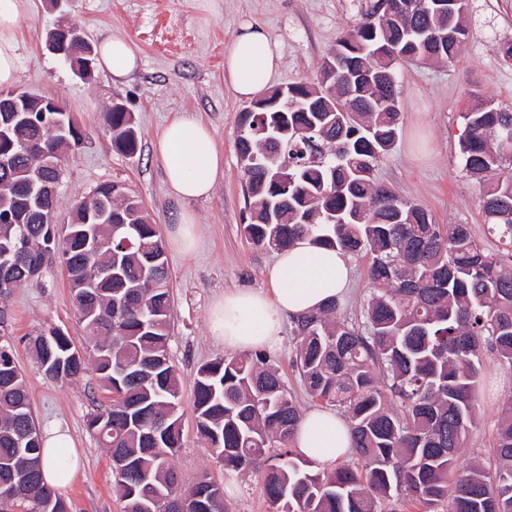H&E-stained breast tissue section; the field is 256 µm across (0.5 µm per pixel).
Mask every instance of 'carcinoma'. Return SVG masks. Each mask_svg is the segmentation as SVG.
<instances>
[{"instance_id":"1","label":"carcinoma","mask_w":512,"mask_h":512,"mask_svg":"<svg viewBox=\"0 0 512 512\" xmlns=\"http://www.w3.org/2000/svg\"><path fill=\"white\" fill-rule=\"evenodd\" d=\"M412 14L375 0L323 58L316 76L267 90L238 129L249 222L259 247L281 249L304 237L368 261L372 292L363 321L335 319L338 302L295 319V366L311 398L345 418L357 465L331 472L300 461L291 448L301 415L267 354L224 357L200 366L193 408L197 431L227 471H255L275 512H383L399 497L425 512H512V401L500 411L496 465L480 463L448 480L476 415L482 354L512 368V260L487 253L467 224H437L423 206L376 182L373 172L399 136L397 66L453 59L468 39L469 0H418ZM348 67L329 70L331 56ZM53 112H29L0 139L1 277L16 284L34 261L59 256L112 404L89 428L131 468L114 475L123 512H144L148 477L158 512L206 483L218 495L207 512H226L224 489L202 475L179 489L173 459L182 447L180 378L168 352L173 306L159 230L142 202L118 182H103L73 208L64 243L53 224L64 139ZM462 170L480 184L491 232L512 248V106L491 101L463 113ZM112 148L133 156L139 135L131 113L109 112ZM52 160L49 168L45 162ZM95 225L96 244L83 231ZM117 266L115 274L103 270ZM44 375L72 380L86 370L70 337L50 329L30 339ZM43 441L14 356L0 349V486L25 476L0 504L23 512H69L41 473Z\"/></svg>"}]
</instances>
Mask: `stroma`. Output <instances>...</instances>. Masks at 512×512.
Listing matches in <instances>:
<instances>
[{
  "label": "stroma",
  "mask_w": 512,
  "mask_h": 512,
  "mask_svg": "<svg viewBox=\"0 0 512 512\" xmlns=\"http://www.w3.org/2000/svg\"><path fill=\"white\" fill-rule=\"evenodd\" d=\"M32 12L15 33L18 71L15 89L61 102L86 137L68 151L54 213L57 238H64L72 207L103 182H120L138 196L158 228L175 223L182 210L195 213L203 228L194 255L166 250L174 317L169 353L181 379L183 446L174 466L184 483L207 474L224 488L227 512H271L260 480L225 471L200 438L193 411L196 371L225 357L223 343L209 335L207 316L227 288H262L275 252L247 240L245 187L236 151L237 115L244 106L224 81V50L242 19L264 26L282 47L273 85L313 78L325 54L342 32L358 22L372 0H216L212 11L200 0H71L57 8L50 0H33ZM78 25L90 44L120 32L142 52V65L125 83L115 84L101 72L76 77L69 66L45 48L46 34L57 25ZM470 37L453 61L402 66L398 80L401 131L378 164L377 182L427 208L439 224H467L487 252L504 254L491 235L479 206V186L462 170L459 137L462 115L482 98L512 106V63L498 48L512 39V0H470ZM131 112L141 142L136 155L112 148L106 112L112 103ZM197 113L224 142V179L207 200L185 203L170 196L159 160L151 146L155 131L180 111ZM368 264L352 260L351 282L338 300L336 318L360 322L369 293ZM10 319L15 359L23 372L37 423L57 420L66 426L82 457L83 471L61 497L71 512H121L113 487L112 459L89 430L88 419L111 398L94 368L72 382L47 379L28 349L31 336L51 328L68 334L77 349L85 332L73 305L65 268L59 258L47 261L40 275L14 288L0 302ZM295 344L284 330L269 351L287 391L301 412L317 407L292 367ZM477 392V420L470 427L458 460L493 466L498 413L512 400V369L484 354Z\"/></svg>",
  "instance_id": "stroma-1"
}]
</instances>
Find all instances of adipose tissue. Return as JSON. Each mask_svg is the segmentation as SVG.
Wrapping results in <instances>:
<instances>
[{
  "mask_svg": "<svg viewBox=\"0 0 512 512\" xmlns=\"http://www.w3.org/2000/svg\"><path fill=\"white\" fill-rule=\"evenodd\" d=\"M30 0H0V88L13 84L16 46L13 38ZM98 66L113 82L127 80L140 65L141 50L127 35L115 33L99 41ZM281 57V44L257 23H240L224 51V79L241 99L267 88ZM169 192L182 201L210 198L224 178V147L212 128L195 114L172 115L153 137ZM350 281V259L341 250L323 249L301 239L278 251L267 271L266 287L225 290L208 313L211 336L230 351L276 346L286 319L317 311L341 297ZM42 474L55 489L76 475L80 457L68 429L43 424ZM351 446L348 425L332 409H313L302 418L293 442L296 454L331 465Z\"/></svg>",
  "mask_w": 512,
  "mask_h": 512,
  "instance_id": "adipose-tissue-1",
  "label": "adipose tissue"
}]
</instances>
